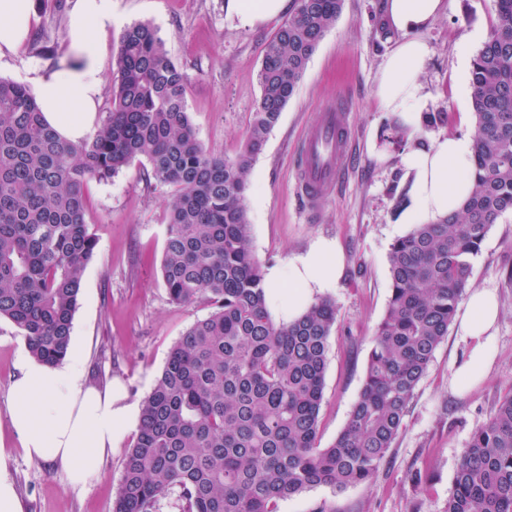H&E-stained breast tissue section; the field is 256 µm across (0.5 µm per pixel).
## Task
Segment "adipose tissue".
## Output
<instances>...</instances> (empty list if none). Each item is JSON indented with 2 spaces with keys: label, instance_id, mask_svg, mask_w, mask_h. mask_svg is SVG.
<instances>
[{
  "label": "adipose tissue",
  "instance_id": "adipose-tissue-1",
  "mask_svg": "<svg viewBox=\"0 0 512 512\" xmlns=\"http://www.w3.org/2000/svg\"><path fill=\"white\" fill-rule=\"evenodd\" d=\"M446 0H385L384 22L396 38L382 68L376 96L413 145L403 164L411 181L404 224L431 222L457 212L469 197L473 182L475 143L467 135L420 134L421 114L428 97L420 82L429 49L422 34L445 11ZM36 9L34 0H0V57L16 52L27 36ZM120 19L112 0H76L69 29L76 65L45 71L35 69L31 83L45 118L70 142L84 139L97 112L102 84L98 35L111 31ZM339 244L316 242L288 262L271 269L266 284L287 292L288 316L296 318L316 293L339 281ZM500 305L488 289L469 291L459 335L468 347L466 360L452 373L451 383L470 387L483 380L491 366L495 325ZM135 416L121 384L105 388L88 384L77 361L50 368L25 363L11 387L8 418L25 456L54 465L67 485L84 486L101 475L103 458Z\"/></svg>",
  "mask_w": 512,
  "mask_h": 512
}]
</instances>
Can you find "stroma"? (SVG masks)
I'll use <instances>...</instances> for the list:
<instances>
[{
    "label": "stroma",
    "instance_id": "35a3bbf8",
    "mask_svg": "<svg viewBox=\"0 0 512 512\" xmlns=\"http://www.w3.org/2000/svg\"><path fill=\"white\" fill-rule=\"evenodd\" d=\"M446 11L425 32L430 61L420 80L428 113H447L445 123L422 126L423 137L469 134L474 127L470 69L462 46L478 51L491 29L493 0H447ZM75 0H36L26 42L0 59V78L28 84L31 66H53L72 58L67 33ZM226 0H112L122 20L106 38L100 56L105 80L98 117L112 99L119 37L134 22L153 25L172 60L190 79L187 103L200 143L214 154L235 158L260 97L258 73L266 42L287 20L280 13L262 24L232 23ZM383 0H344L336 25L311 57L293 99L255 159L246 194L252 250L264 268L287 266L317 240L338 242L344 268L337 286L326 289L336 302L337 322L329 342L320 444L331 445L345 426L362 387L368 352L390 296L387 256L405 235L398 223L410 194L403 165L407 144L391 143L396 125L375 95L380 70L394 44L377 20ZM53 55H45V48ZM350 103L356 135L349 173L338 193L316 217H308L295 191L294 160L306 127L330 109L337 96ZM147 161H133L111 179L86 190L90 230L97 240L82 277L71 343L89 381H119L131 404L151 391L174 343L211 308L206 302H170L160 274L170 190L148 180ZM469 288H488L499 298L495 359L487 377L465 389L449 384L465 348L456 331L437 348L420 381L403 429L369 486L344 490L316 487L281 501L279 512H444L453 491L459 454L488 419L495 403L512 391V213L503 215L471 261ZM29 351L18 329L0 319V432L6 450L0 475L13 481L23 512H112L126 453L137 432L129 430L106 455L98 480L67 487L55 468L29 461L8 434V396ZM429 482L416 490L411 477Z\"/></svg>",
    "mask_w": 512,
    "mask_h": 512
}]
</instances>
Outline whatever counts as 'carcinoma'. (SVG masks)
Instances as JSON below:
<instances>
[{"label":"carcinoma","mask_w":512,"mask_h":512,"mask_svg":"<svg viewBox=\"0 0 512 512\" xmlns=\"http://www.w3.org/2000/svg\"><path fill=\"white\" fill-rule=\"evenodd\" d=\"M470 73L474 189L460 211L415 224L388 252L391 292L371 336L361 391L334 444H318L336 303L275 322L250 247L252 164L295 95L344 0H296L264 48L261 94L232 160L207 151L187 108V74L154 26L120 35L112 107L77 144L63 140L22 84L0 79V319L47 367L67 357L84 270L97 242L87 184L145 159L173 190L161 278L169 299L212 307L170 349L141 406L112 512H278L308 489L368 485L402 430L448 336L476 256L512 212V0H493ZM445 512H512V391L463 448Z\"/></svg>","instance_id":"1"}]
</instances>
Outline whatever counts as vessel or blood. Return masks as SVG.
I'll use <instances>...</instances> for the list:
<instances>
[{"instance_id":"vessel-or-blood-1","label":"vessel or blood","mask_w":512,"mask_h":512,"mask_svg":"<svg viewBox=\"0 0 512 512\" xmlns=\"http://www.w3.org/2000/svg\"><path fill=\"white\" fill-rule=\"evenodd\" d=\"M352 147L348 102L342 97L307 129L300 143L295 185L310 213H318L335 195L350 164Z\"/></svg>"}]
</instances>
